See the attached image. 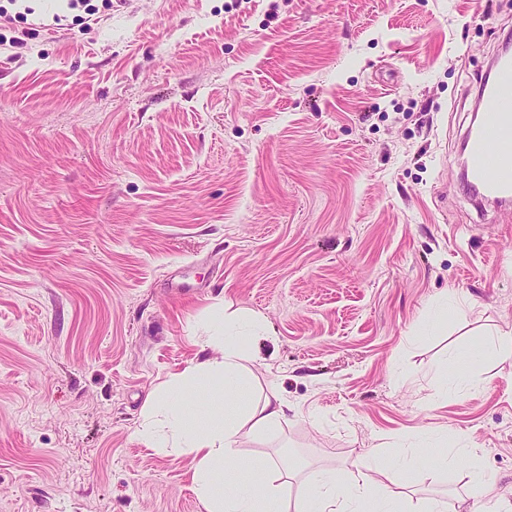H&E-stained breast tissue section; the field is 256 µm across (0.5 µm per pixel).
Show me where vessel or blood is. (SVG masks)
<instances>
[{
    "label": "vessel or blood",
    "mask_w": 512,
    "mask_h": 512,
    "mask_svg": "<svg viewBox=\"0 0 512 512\" xmlns=\"http://www.w3.org/2000/svg\"><path fill=\"white\" fill-rule=\"evenodd\" d=\"M477 114L464 137L463 188L477 205H512V53L495 58L476 95Z\"/></svg>",
    "instance_id": "1"
}]
</instances>
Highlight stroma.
<instances>
[{
  "mask_svg": "<svg viewBox=\"0 0 512 512\" xmlns=\"http://www.w3.org/2000/svg\"><path fill=\"white\" fill-rule=\"evenodd\" d=\"M57 0L0 16V512H203L149 394L254 313L248 459L288 496L372 448L411 500H512V210L463 192L512 0ZM474 352L458 387L450 357ZM468 437L476 457L451 453ZM432 447L412 455L420 434Z\"/></svg>",
  "mask_w": 512,
  "mask_h": 512,
  "instance_id": "obj_1",
  "label": "stroma"
}]
</instances>
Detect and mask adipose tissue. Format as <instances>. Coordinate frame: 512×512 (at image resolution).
<instances>
[{
    "mask_svg": "<svg viewBox=\"0 0 512 512\" xmlns=\"http://www.w3.org/2000/svg\"><path fill=\"white\" fill-rule=\"evenodd\" d=\"M259 316L229 318L214 314L205 342L211 356L170 375L145 403L137 435L149 447L174 449L195 459L193 487L204 512H281L279 478L282 460L267 457L247 460L242 443L288 420L286 405L275 390L258 402L245 394L254 376L247 365L246 340L262 335ZM195 390L213 397L216 406L204 418L188 413L185 392ZM248 465L250 479L234 482L232 474ZM403 495L379 485L372 466L357 469L347 478L330 472L312 477L292 503V512H400Z\"/></svg>",
    "mask_w": 512,
    "mask_h": 512,
    "instance_id": "ef3b65f1",
    "label": "adipose tissue"
}]
</instances>
